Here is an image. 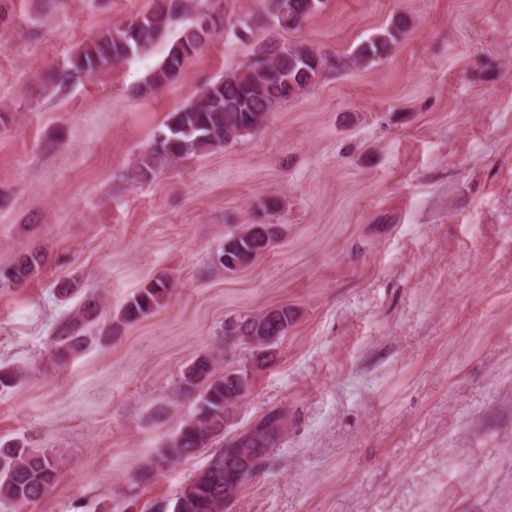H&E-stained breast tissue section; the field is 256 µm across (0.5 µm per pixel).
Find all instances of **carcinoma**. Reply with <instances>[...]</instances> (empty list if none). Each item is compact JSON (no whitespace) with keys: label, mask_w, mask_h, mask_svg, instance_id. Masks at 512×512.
Returning <instances> with one entry per match:
<instances>
[{"label":"carcinoma","mask_w":512,"mask_h":512,"mask_svg":"<svg viewBox=\"0 0 512 512\" xmlns=\"http://www.w3.org/2000/svg\"><path fill=\"white\" fill-rule=\"evenodd\" d=\"M320 4L322 0H267L265 14L236 18L228 0H211L206 10L193 16L188 15L186 0H149L144 12L101 32L72 54L65 66L48 71L46 85L66 88L83 73L110 71L131 56L148 53L154 43L179 25L181 29L166 55L144 83L142 91L150 93L178 76L186 62L225 26L236 22L247 34L259 22L296 30L316 13ZM403 26V20H395L344 59L322 54L297 41L285 40L280 48L273 40L260 43L246 64L224 71L187 103L168 113L149 148L128 172V178L137 184L148 183L172 160L189 159L252 135L273 112L312 88L325 70L360 66L387 54ZM281 234L279 224H247L224 239L217 252L219 264L228 272L250 266L270 252ZM46 259L41 247L29 248L12 265L0 270V283L25 285L39 274ZM171 293L169 279L156 280L125 303L117 316L118 323L130 324L148 316ZM101 306L100 299H87L55 330L52 344L59 358H67L92 339L88 329L98 319ZM296 318L295 308L282 305L237 319L233 335L250 351L243 367L256 370L268 363L264 350L276 347ZM216 361V352L207 350L183 366L179 388L194 398L193 411L173 437L157 449L156 465L146 469L141 479L147 481L155 468L191 458L203 448L216 445L218 449L189 483L158 506L159 512H224L225 499L267 467L286 431L288 410L272 408L262 414L255 427L244 431L237 440V447L249 449L254 459L252 470L243 471L238 455L225 451L221 443L250 386L243 383L237 368L216 373ZM60 476V461L54 452L31 448L20 441L0 444L1 501L17 506L33 503L49 493Z\"/></svg>","instance_id":"1"}]
</instances>
